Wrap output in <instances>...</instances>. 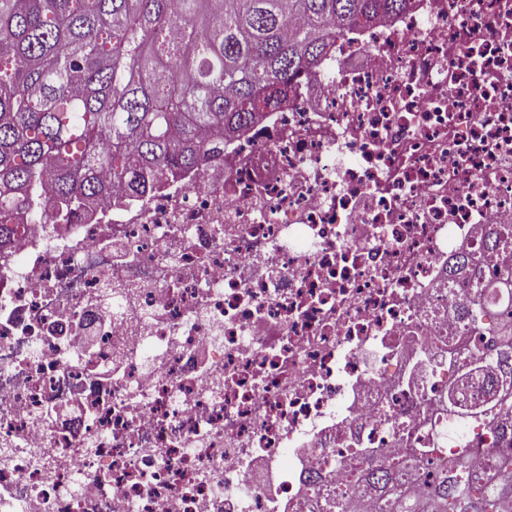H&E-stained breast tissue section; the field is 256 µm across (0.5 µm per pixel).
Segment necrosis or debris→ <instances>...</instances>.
I'll list each match as a JSON object with an SVG mask.
<instances>
[{
  "label": "necrosis or debris",
  "instance_id": "4bbe7bcc",
  "mask_svg": "<svg viewBox=\"0 0 512 512\" xmlns=\"http://www.w3.org/2000/svg\"><path fill=\"white\" fill-rule=\"evenodd\" d=\"M201 168L0 251V512H322L492 360L452 314L512 225V0L350 32ZM411 430H401L402 422Z\"/></svg>",
  "mask_w": 512,
  "mask_h": 512
}]
</instances>
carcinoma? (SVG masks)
<instances>
[{"label":"carcinoma","instance_id":"obj_1","mask_svg":"<svg viewBox=\"0 0 512 512\" xmlns=\"http://www.w3.org/2000/svg\"><path fill=\"white\" fill-rule=\"evenodd\" d=\"M409 0H0V247L14 215L54 222L123 187L141 193L166 175L199 168L279 105L288 84L315 69L345 31ZM512 260V229L491 233ZM512 276L480 285L459 308L462 327L490 320L495 365L458 359L445 393L448 418L483 427L490 444H512ZM382 470L363 467L373 450L351 453L354 484L379 512H512L501 484L511 454L469 461L464 439L430 428ZM458 469L412 495L405 481L429 456ZM471 469L462 470L466 462Z\"/></svg>","mask_w":512,"mask_h":512}]
</instances>
